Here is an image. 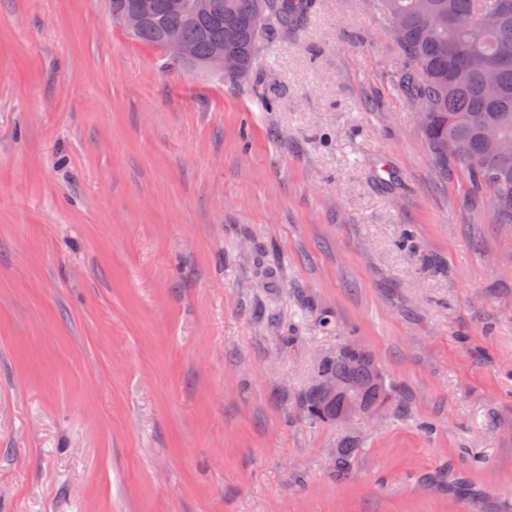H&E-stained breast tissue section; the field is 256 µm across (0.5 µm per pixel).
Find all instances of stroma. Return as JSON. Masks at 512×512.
I'll use <instances>...</instances> for the list:
<instances>
[{"instance_id": "1", "label": "stroma", "mask_w": 512, "mask_h": 512, "mask_svg": "<svg viewBox=\"0 0 512 512\" xmlns=\"http://www.w3.org/2000/svg\"><path fill=\"white\" fill-rule=\"evenodd\" d=\"M403 67L364 0L267 24L247 85L0 0V512H512V225ZM348 337L402 400L314 422Z\"/></svg>"}]
</instances>
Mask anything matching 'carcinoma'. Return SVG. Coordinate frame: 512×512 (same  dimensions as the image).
Returning <instances> with one entry per match:
<instances>
[{
    "label": "carcinoma",
    "instance_id": "cac0c4a2",
    "mask_svg": "<svg viewBox=\"0 0 512 512\" xmlns=\"http://www.w3.org/2000/svg\"><path fill=\"white\" fill-rule=\"evenodd\" d=\"M154 10L131 37L160 48L167 28L180 29L202 60L222 47L253 72L266 18L275 16L286 30L299 29L316 0H210L205 14L169 10L154 0ZM379 4L393 42L405 59L397 85L409 102L427 99L431 111L419 118L433 168L448 175L459 167L469 193L481 200L495 224H512V155L491 151L484 131L491 128L512 142V0H366ZM372 354L345 339L320 359L314 382L303 396L308 415L330 423L344 400L327 393L322 381L336 377L348 396L383 411L397 401L398 390L381 375ZM358 448L346 441L336 448V473L347 475Z\"/></svg>",
    "mask_w": 512,
    "mask_h": 512
}]
</instances>
